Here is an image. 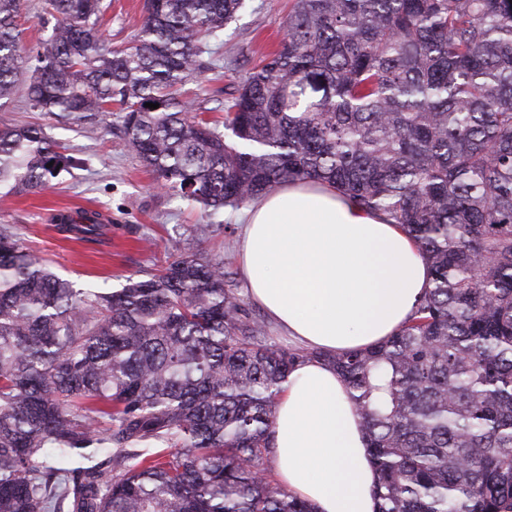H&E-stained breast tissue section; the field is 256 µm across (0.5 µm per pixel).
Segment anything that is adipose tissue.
I'll list each match as a JSON object with an SVG mask.
<instances>
[{
  "label": "adipose tissue",
  "mask_w": 512,
  "mask_h": 512,
  "mask_svg": "<svg viewBox=\"0 0 512 512\" xmlns=\"http://www.w3.org/2000/svg\"><path fill=\"white\" fill-rule=\"evenodd\" d=\"M239 257L253 301L293 342L330 354L395 334L429 281L397 225L314 182L286 183L250 203ZM273 463L315 512H378L361 416L326 363L302 362L284 383Z\"/></svg>",
  "instance_id": "adipose-tissue-1"
}]
</instances>
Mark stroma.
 Returning <instances> with one entry per match:
<instances>
[{"instance_id": "35a3bbf8", "label": "stroma", "mask_w": 512, "mask_h": 512, "mask_svg": "<svg viewBox=\"0 0 512 512\" xmlns=\"http://www.w3.org/2000/svg\"><path fill=\"white\" fill-rule=\"evenodd\" d=\"M100 29L110 48L128 45L144 21V0H103ZM290 0H251L250 8L224 31L223 43L210 44V70L188 81L183 90L195 97L206 118L221 123L225 90L242 81L262 56L274 51L285 33ZM32 123L47 132L80 166L61 172L36 195L0 193V224L18 229L24 248L54 272L83 287L107 282L120 287L128 276L163 269L180 242L204 223L200 208L154 190L148 172L127 151L115 129L116 118L105 114L95 124L62 126L50 114L32 110L25 86H18L0 121ZM95 211L108 221L94 241L70 239L57 231L60 214ZM223 229L206 234L203 246L223 252L226 269L234 274L239 295L246 282L238 260L242 211H224Z\"/></svg>"}]
</instances>
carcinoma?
I'll return each mask as SVG.
<instances>
[{
    "label": "carcinoma",
    "instance_id": "cac0c4a2",
    "mask_svg": "<svg viewBox=\"0 0 512 512\" xmlns=\"http://www.w3.org/2000/svg\"><path fill=\"white\" fill-rule=\"evenodd\" d=\"M149 2L112 51L101 0H45L33 54L0 0V112L24 74L64 124L116 111L153 183L208 216L325 183L398 225L429 287L378 344L289 349L192 234L159 272L76 288L0 224V512H313L266 467L282 385L312 359L361 415L379 512H512V0H292L221 129L178 89L249 0ZM76 164L40 126L0 128V189Z\"/></svg>",
    "mask_w": 512,
    "mask_h": 512
}]
</instances>
